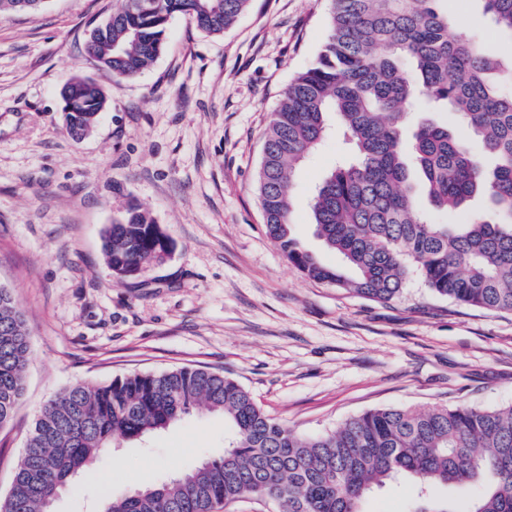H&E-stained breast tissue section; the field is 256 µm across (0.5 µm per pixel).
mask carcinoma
I'll list each match as a JSON object with an SVG mask.
<instances>
[{
  "instance_id": "obj_1",
  "label": "carcinoma",
  "mask_w": 512,
  "mask_h": 512,
  "mask_svg": "<svg viewBox=\"0 0 512 512\" xmlns=\"http://www.w3.org/2000/svg\"><path fill=\"white\" fill-rule=\"evenodd\" d=\"M326 39L314 63L288 85L265 135L256 190L266 233L306 276L379 302L402 293L408 273L440 296L491 311L512 310V55L450 31L441 0H330ZM497 36L512 40V0H479ZM250 0H113L93 28L87 59L116 80L140 75L160 56L171 18L184 15L221 35ZM61 100L82 105L70 133L91 131L107 98L76 76ZM451 112L480 140L472 153L456 130L425 118L406 139L412 112ZM335 115L349 159L316 186L314 236L343 265L320 264L293 233L291 174L317 148ZM477 196L481 212L469 210ZM461 215L427 220L423 203ZM167 236L133 200L106 225L105 257L127 279L169 255ZM30 334L9 289L0 286V427L25 391ZM203 406L224 415L232 436L197 468L138 491L103 495V512H220L249 496L275 512H363L375 486L398 476L418 488L412 512H512V408L468 405L426 411H366L335 430L303 436L274 421L236 380L208 369L74 384L46 405L27 438L0 512H51L61 489L89 472L114 439L137 440ZM477 483L457 511L428 498L437 484Z\"/></svg>"
}]
</instances>
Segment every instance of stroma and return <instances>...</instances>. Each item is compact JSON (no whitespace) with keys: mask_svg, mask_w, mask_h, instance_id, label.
Wrapping results in <instances>:
<instances>
[{"mask_svg":"<svg viewBox=\"0 0 512 512\" xmlns=\"http://www.w3.org/2000/svg\"><path fill=\"white\" fill-rule=\"evenodd\" d=\"M111 12L112 0H47L33 16L0 14V284L30 333L26 390L0 428V498L45 405L74 383L207 368L304 435L379 408L512 405V311L440 296L416 276L378 302L308 278L266 234L256 192L265 130L321 48L329 0H251L218 37L175 16L155 63L119 82L84 53ZM74 76L108 99L79 141L59 97ZM345 151L331 121L291 179L294 233L329 267L342 258L315 238L310 200ZM130 198L172 241L141 281L116 280L102 253L105 226ZM228 432L199 408L145 440H115L54 512H96L103 490L192 470ZM415 498L401 478L364 509L409 512Z\"/></svg>","mask_w":512,"mask_h":512,"instance_id":"stroma-1","label":"stroma"}]
</instances>
